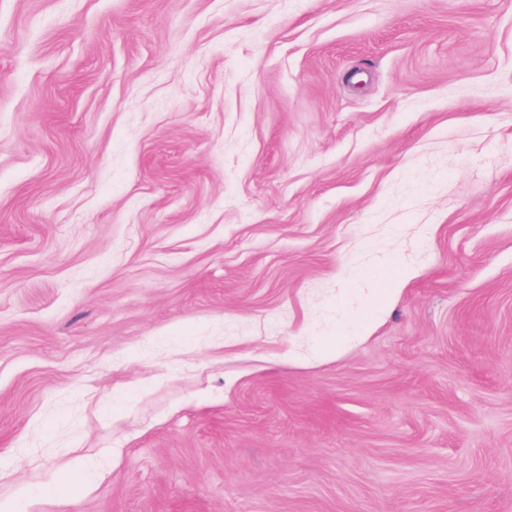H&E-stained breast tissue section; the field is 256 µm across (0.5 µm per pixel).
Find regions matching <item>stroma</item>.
Segmentation results:
<instances>
[{
  "mask_svg": "<svg viewBox=\"0 0 512 512\" xmlns=\"http://www.w3.org/2000/svg\"><path fill=\"white\" fill-rule=\"evenodd\" d=\"M11 498L512 512V0H0ZM413 270L399 266L395 275L381 281L378 288H372L367 298V309L354 320L336 323V344L351 338L368 336L376 319L390 298L401 290V285L411 277Z\"/></svg>",
  "mask_w": 512,
  "mask_h": 512,
  "instance_id": "obj_1",
  "label": "stroma"
}]
</instances>
